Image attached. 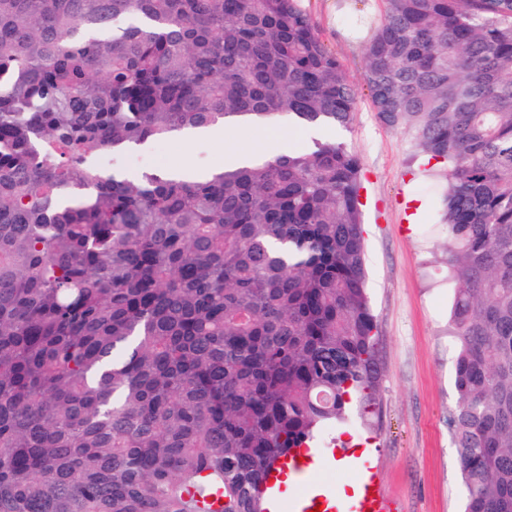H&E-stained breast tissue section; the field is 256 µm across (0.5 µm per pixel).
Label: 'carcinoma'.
Returning a JSON list of instances; mask_svg holds the SVG:
<instances>
[{
	"instance_id": "carcinoma-1",
	"label": "carcinoma",
	"mask_w": 512,
	"mask_h": 512,
	"mask_svg": "<svg viewBox=\"0 0 512 512\" xmlns=\"http://www.w3.org/2000/svg\"><path fill=\"white\" fill-rule=\"evenodd\" d=\"M364 84L444 166L464 512H512V0H383ZM0 512H266L374 379L359 158L93 164L185 129L346 128L301 0H0Z\"/></svg>"
}]
</instances>
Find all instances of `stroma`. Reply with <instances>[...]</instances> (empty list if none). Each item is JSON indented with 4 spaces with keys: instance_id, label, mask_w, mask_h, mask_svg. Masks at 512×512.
I'll return each mask as SVG.
<instances>
[{
    "instance_id": "35a3bbf8",
    "label": "stroma",
    "mask_w": 512,
    "mask_h": 512,
    "mask_svg": "<svg viewBox=\"0 0 512 512\" xmlns=\"http://www.w3.org/2000/svg\"><path fill=\"white\" fill-rule=\"evenodd\" d=\"M322 42L360 85L364 41L379 24L381 0H302ZM265 132L226 129L223 144L177 138L174 150L148 143L139 164L184 160L203 172L223 165L227 141L261 151ZM321 141L341 142L362 167L366 289L375 321L377 375L365 404L346 424L319 435L314 481L335 488L359 479L342 468L345 456L368 455L381 491L403 512H463L464 490L450 411L458 345L449 316L458 283L444 260L448 242L438 192L412 158L408 131L384 126L367 91L355 103L348 128L324 127Z\"/></svg>"
}]
</instances>
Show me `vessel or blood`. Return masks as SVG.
Listing matches in <instances>:
<instances>
[{
    "label": "vessel or blood",
    "mask_w": 512,
    "mask_h": 512,
    "mask_svg": "<svg viewBox=\"0 0 512 512\" xmlns=\"http://www.w3.org/2000/svg\"><path fill=\"white\" fill-rule=\"evenodd\" d=\"M313 458L306 449H298L283 457L269 473L267 487V512H402L398 501L384 494L375 486L372 477H364V494L357 504L338 502L331 491H315L309 480ZM293 475L298 495L292 502L282 498L283 478Z\"/></svg>",
    "instance_id": "vessel-or-blood-1"
}]
</instances>
